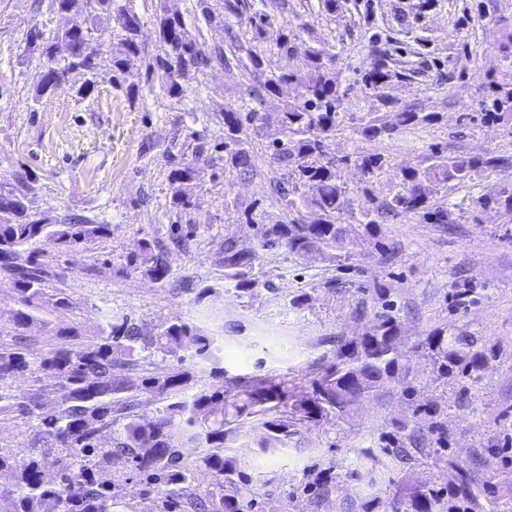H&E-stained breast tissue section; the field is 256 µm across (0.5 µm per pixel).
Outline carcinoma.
I'll return each mask as SVG.
<instances>
[{"mask_svg": "<svg viewBox=\"0 0 512 512\" xmlns=\"http://www.w3.org/2000/svg\"><path fill=\"white\" fill-rule=\"evenodd\" d=\"M115 0H52L61 11L83 10L92 24L71 28L44 40L32 30L27 35V50L47 60L36 85L42 97L73 72L84 76L77 94L88 97L95 90L105 57L111 67L122 69L125 58L141 52L138 41L142 20L132 8H114ZM115 18L119 31L118 50L107 45L105 55L87 51L98 32L97 21ZM154 24L165 52L147 65L148 78L160 82L170 96L182 92L177 67L201 71L214 63L226 69L238 67L247 77L258 79L254 98L276 96L292 85L297 98L286 100L278 112V137L270 142L271 159L283 177L275 190L286 221L263 224L258 230L260 250L282 249L301 256L311 250H328L336 262L350 258L343 251L346 230L339 223L347 208V190L338 179L341 166L357 164L365 180L373 183L384 173L381 152H339L329 156L324 141L339 131L336 104L344 90L336 82L337 54L311 47L296 64L270 69L259 44L267 39L264 26L253 27L249 38L230 36L226 50H211L187 27L185 20L162 9ZM495 61L512 72V28L499 30ZM387 56L377 54L365 75V86L375 95L391 82ZM495 118L512 120V82L497 90ZM259 119L257 110L247 104L224 110V169L252 170L248 124ZM436 120V114L402 109L388 118L372 112L359 129L368 142L389 139L399 129ZM485 161L478 155L445 157L428 155L424 163L399 169L394 174L391 192L373 209L361 212L359 225L373 238L378 219L388 213H421L446 217L434 210L437 186L465 182L478 177ZM196 179L192 164L182 163L169 174L174 205L188 209L194 205L192 185ZM486 210L492 206L512 217V194L499 190L477 200ZM107 224H56L35 218L28 212L24 193L0 192V270L10 276L17 293L19 309L13 321L20 333L14 343L0 348V381L19 375L39 374L53 381L54 403L44 401L40 390L13 394L0 389V417L12 416L37 421L27 449L19 457L0 447V472L12 474L9 487L0 485V499L12 500V512H116L119 503L112 492V469L120 466L134 475L144 495L154 497L158 512H246L252 495L250 477L237 463L224 457V442L244 428L263 430L259 447L284 450L299 424L319 425L343 419L356 403L387 387L393 381L412 391L409 368L399 350L400 328L396 316L376 315L368 330L339 345L336 360L330 362L310 382V390L283 376L272 379L241 378L223 389L189 390V373L179 369L155 371L129 380L138 369L142 353L162 354L182 360L180 352L192 349L203 361L215 358V338L176 320L159 332L144 335L126 317L109 319L100 332L78 347L62 343L46 353H38L21 330L46 313L45 283L52 276L40 260L38 247L88 246L107 236ZM224 278L239 291L248 292L255 282L245 277L253 267L255 252H242L230 241L220 248ZM130 267L141 270L156 281L169 274L167 250L149 241L142 242ZM426 356L436 379L464 378L479 382L495 356L494 349L480 343L472 333L457 334L446 326L429 330L413 346ZM164 396L169 404L152 414L136 411L140 400ZM416 416L430 421L444 439L442 412L438 407L420 404ZM420 439L408 425L394 423L392 430L379 437L374 448H360L357 462L362 476L374 482L392 461L412 456ZM454 470L450 493L417 481L406 474L386 499V512H463L478 500L481 490L470 470L448 454L438 457ZM204 468L216 480V489L202 496L195 492L196 472Z\"/></svg>", "mask_w": 512, "mask_h": 512, "instance_id": "carcinoma-1", "label": "carcinoma"}]
</instances>
